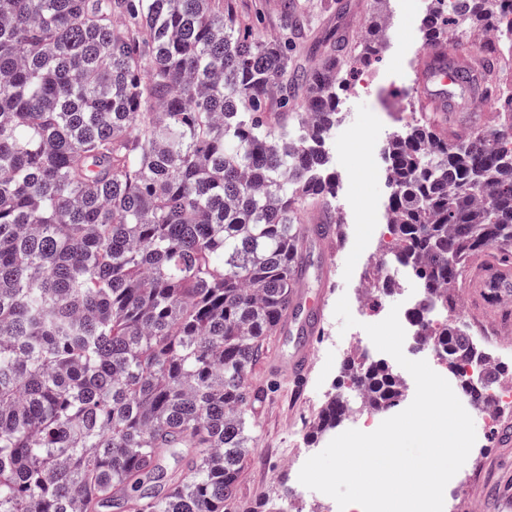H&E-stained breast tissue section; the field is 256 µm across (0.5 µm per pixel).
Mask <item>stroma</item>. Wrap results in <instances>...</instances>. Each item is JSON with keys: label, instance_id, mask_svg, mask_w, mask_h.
Returning a JSON list of instances; mask_svg holds the SVG:
<instances>
[{"label": "stroma", "instance_id": "obj_1", "mask_svg": "<svg viewBox=\"0 0 512 512\" xmlns=\"http://www.w3.org/2000/svg\"><path fill=\"white\" fill-rule=\"evenodd\" d=\"M241 21L256 36L278 35L286 23L282 0H229ZM295 18L302 25L295 59L302 66L314 65L329 53L338 37L358 43L371 20H380L386 36L378 50V60L363 67L350 65L347 87L340 93L342 118L326 138L325 147L336 174V197L345 205L341 234L333 252H325L313 237H306L304 250L308 266L299 289L310 295H324L323 337L313 343L320 349L313 359L306 384L295 383L284 362L301 344L296 332L297 319H289L288 333L270 337L268 349L249 372L252 384L268 386L267 397L255 418L256 447L237 486V499L254 502L284 494L288 512H339L329 496L304 487L299 470L289 460L306 452H321L332 440V433L314 435L312 423L328 397L340 394L353 399L342 368L350 350L325 346L328 336L347 342L365 338V325L382 321L391 307L407 315L423 298L420 283L400 265L391 249L386 227V205L390 192L386 181L385 151L396 132L405 128L395 119L405 111L421 112L412 98L416 68L424 54L426 21L433 0H298ZM456 99L465 100V111L455 113L447 133L467 135L498 129L497 105L485 97L474 102L465 88H456ZM397 273L396 290L378 293L366 307L355 305L358 287L367 272L377 264ZM493 260L485 256L472 261L473 274L463 280L458 295L463 299L470 323L485 333L476 339L481 352L489 354L512 377V351H501L494 336L512 337V300L503 301L479 280L491 269ZM332 266L331 280H324L325 266ZM351 299L357 324L342 329L334 314L340 297ZM460 402L472 417L475 445L459 472L444 492V512H492L494 503H512V443L499 442L496 427L487 425L467 395Z\"/></svg>", "mask_w": 512, "mask_h": 512}]
</instances>
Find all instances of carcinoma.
Returning a JSON list of instances; mask_svg holds the SVG:
<instances>
[{
  "label": "carcinoma",
  "instance_id": "1",
  "mask_svg": "<svg viewBox=\"0 0 512 512\" xmlns=\"http://www.w3.org/2000/svg\"><path fill=\"white\" fill-rule=\"evenodd\" d=\"M435 2L428 48L495 20L496 0ZM299 34L260 40L224 0H0V512L288 510L234 491L268 392L247 376L306 267L299 216L336 223L324 139L351 54L303 68ZM386 162L395 257L426 293L412 324L452 371L485 363L460 384L482 406L500 366L426 312L454 311L474 257L512 258V114L492 135L410 125ZM344 373L375 412L404 395L384 363ZM349 410L331 398L314 433Z\"/></svg>",
  "mask_w": 512,
  "mask_h": 512
}]
</instances>
